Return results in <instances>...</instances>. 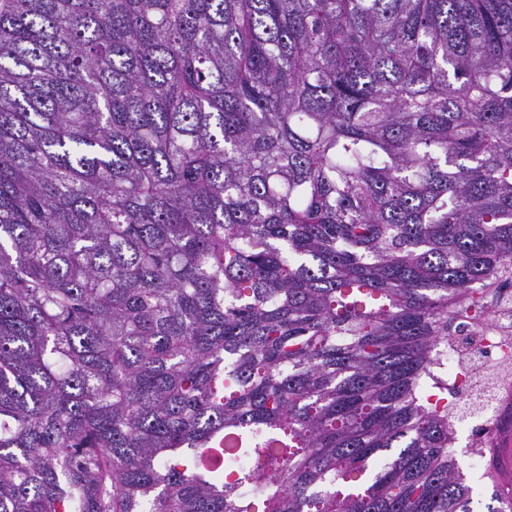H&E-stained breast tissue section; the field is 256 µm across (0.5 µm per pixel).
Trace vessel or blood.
I'll return each instance as SVG.
<instances>
[{
	"instance_id": "obj_1",
	"label": "vessel or blood",
	"mask_w": 512,
	"mask_h": 512,
	"mask_svg": "<svg viewBox=\"0 0 512 512\" xmlns=\"http://www.w3.org/2000/svg\"><path fill=\"white\" fill-rule=\"evenodd\" d=\"M487 468L504 497L512 496V394L503 393L484 450Z\"/></svg>"
}]
</instances>
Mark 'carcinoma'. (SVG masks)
Instances as JSON below:
<instances>
[{
  "label": "carcinoma",
  "instance_id": "1",
  "mask_svg": "<svg viewBox=\"0 0 512 512\" xmlns=\"http://www.w3.org/2000/svg\"><path fill=\"white\" fill-rule=\"evenodd\" d=\"M508 288L512 0H0V512H471ZM491 321L492 325L490 328V332L508 336H494L493 338H483L480 340V342H475L472 348L473 350L476 351L486 350L488 351V355L492 356L493 358L509 359L507 350H504V352H502L499 346L504 339L510 338V334H512V318L510 316V313L503 314L499 310L496 312L494 311L491 314ZM478 421L472 420L471 423L457 425L456 442L454 444V453L459 467L467 478V484L472 487V503L470 505L473 512H487V505L499 506L497 502L491 501V494L494 490L492 481L484 475L485 459L478 454L473 455L469 447L474 439L472 434V425H478ZM480 459L482 467L474 468V460Z\"/></svg>",
  "mask_w": 512,
  "mask_h": 512
}]
</instances>
